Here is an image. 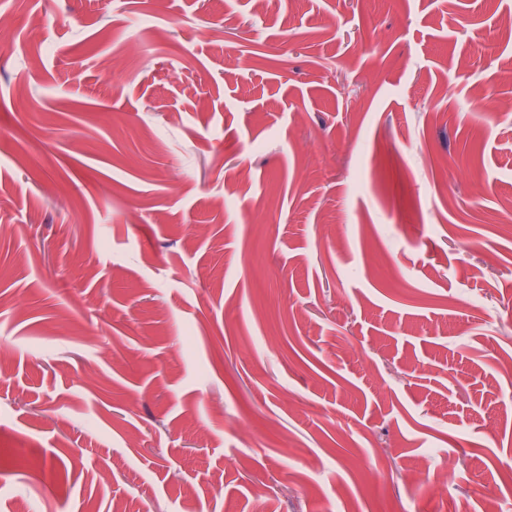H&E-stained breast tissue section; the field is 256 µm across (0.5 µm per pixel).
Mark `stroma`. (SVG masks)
<instances>
[{"label": "stroma", "mask_w": 512, "mask_h": 512, "mask_svg": "<svg viewBox=\"0 0 512 512\" xmlns=\"http://www.w3.org/2000/svg\"><path fill=\"white\" fill-rule=\"evenodd\" d=\"M1 13L0 512H512V0Z\"/></svg>", "instance_id": "35a3bbf8"}]
</instances>
